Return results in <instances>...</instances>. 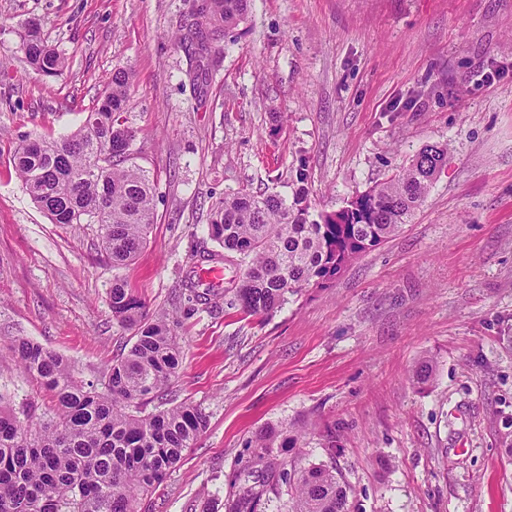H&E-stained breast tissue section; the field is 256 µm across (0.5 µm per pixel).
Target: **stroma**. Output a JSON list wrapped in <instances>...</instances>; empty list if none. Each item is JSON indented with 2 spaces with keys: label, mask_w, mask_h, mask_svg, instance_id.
Here are the masks:
<instances>
[{
  "label": "stroma",
  "mask_w": 512,
  "mask_h": 512,
  "mask_svg": "<svg viewBox=\"0 0 512 512\" xmlns=\"http://www.w3.org/2000/svg\"><path fill=\"white\" fill-rule=\"evenodd\" d=\"M191 3L0 0V392L51 411L4 355L21 337L100 379L132 344L107 305L119 277L181 322L165 405L209 418L145 512H224L267 423L313 430L288 458L335 466L350 512H512V0H249L201 99L175 39ZM31 23L65 57L60 78L21 51ZM118 63L157 220L116 269L99 225L51 223L12 156L76 130ZM428 145L448 155L413 222L335 278L263 318L221 295L187 315L181 281L218 248L225 192L291 195L303 163L312 214L337 211Z\"/></svg>",
  "instance_id": "stroma-1"
}]
</instances>
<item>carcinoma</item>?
I'll list each match as a JSON object with an SVG mask.
<instances>
[{"mask_svg": "<svg viewBox=\"0 0 512 512\" xmlns=\"http://www.w3.org/2000/svg\"><path fill=\"white\" fill-rule=\"evenodd\" d=\"M247 2L196 4V21L180 39L191 47L194 86L208 82L214 43L245 19ZM21 46L41 75H63L64 57L41 41L37 25H30ZM131 85L130 70L114 67L76 131L59 139L29 137L12 156L23 189L52 223L100 225L101 245L114 268L133 260L154 224V182L134 163L135 134L123 118ZM446 156V147L427 146L395 175L316 220L310 218L303 163L290 199L244 188L224 194L207 231L234 266L224 287L230 305L268 316L286 295L335 277L411 223ZM182 287L189 302L209 303L212 290L195 277ZM108 308L113 320L133 330V342L112 360L101 390L41 344L26 338L11 343V359L49 396L54 413L36 422L28 405L0 393V512H141L142 500L206 430L207 415L190 403L144 410L179 375L178 321L150 318L120 278L112 281ZM307 437L270 425L247 439L250 455L229 481L224 512H267L270 495L284 493L282 512H348L346 487L335 468L298 469L282 456Z\"/></svg>", "mask_w": 512, "mask_h": 512, "instance_id": "carcinoma-1", "label": "carcinoma"}]
</instances>
